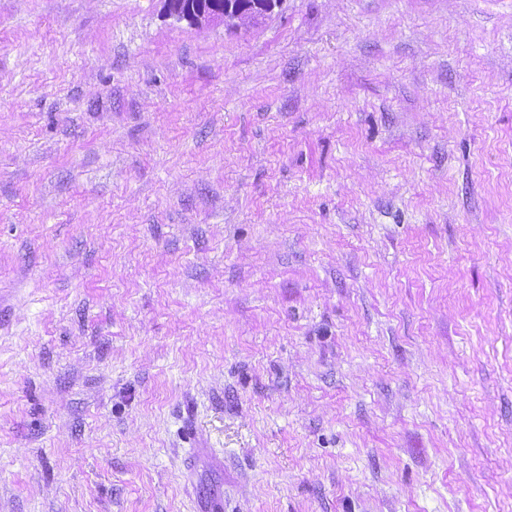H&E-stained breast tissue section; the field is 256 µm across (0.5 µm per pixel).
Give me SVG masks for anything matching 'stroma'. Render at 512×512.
<instances>
[{"instance_id":"35a3bbf8","label":"stroma","mask_w":512,"mask_h":512,"mask_svg":"<svg viewBox=\"0 0 512 512\" xmlns=\"http://www.w3.org/2000/svg\"><path fill=\"white\" fill-rule=\"evenodd\" d=\"M512 512V0H0V512ZM186 1V4H185ZM284 0H164L165 11L177 21L204 27L214 22L237 29L269 17Z\"/></svg>"}]
</instances>
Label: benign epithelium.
<instances>
[{
	"label": "benign epithelium",
	"instance_id": "7a95c632",
	"mask_svg": "<svg viewBox=\"0 0 512 512\" xmlns=\"http://www.w3.org/2000/svg\"><path fill=\"white\" fill-rule=\"evenodd\" d=\"M164 3L166 14L178 21L198 27L222 22L236 29L262 22L283 0H164Z\"/></svg>",
	"mask_w": 512,
	"mask_h": 512
}]
</instances>
